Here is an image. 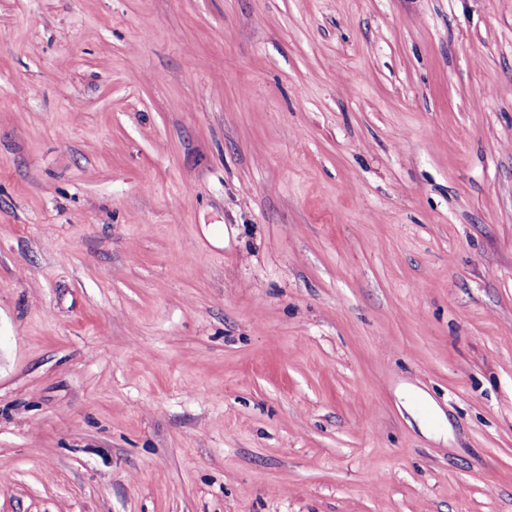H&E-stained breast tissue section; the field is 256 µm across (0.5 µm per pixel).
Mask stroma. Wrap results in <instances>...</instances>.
Masks as SVG:
<instances>
[{
    "label": "stroma",
    "mask_w": 512,
    "mask_h": 512,
    "mask_svg": "<svg viewBox=\"0 0 512 512\" xmlns=\"http://www.w3.org/2000/svg\"><path fill=\"white\" fill-rule=\"evenodd\" d=\"M0 512H512V0H0Z\"/></svg>",
    "instance_id": "35a3bbf8"
}]
</instances>
